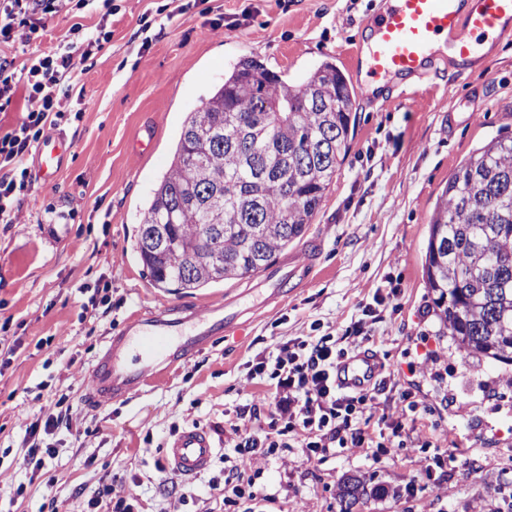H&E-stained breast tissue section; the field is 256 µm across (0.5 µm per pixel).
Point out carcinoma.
I'll use <instances>...</instances> for the list:
<instances>
[{"instance_id":"1","label":"carcinoma","mask_w":512,"mask_h":512,"mask_svg":"<svg viewBox=\"0 0 512 512\" xmlns=\"http://www.w3.org/2000/svg\"><path fill=\"white\" fill-rule=\"evenodd\" d=\"M355 102L329 62L300 83L253 57L236 63L187 114L142 212L136 252L153 284L180 291L253 276L302 239L350 149ZM424 276L448 349L512 365V135L494 136L448 178ZM368 495L363 479L345 478L339 512H359Z\"/></svg>"}]
</instances>
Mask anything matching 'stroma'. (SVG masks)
<instances>
[{"mask_svg": "<svg viewBox=\"0 0 512 512\" xmlns=\"http://www.w3.org/2000/svg\"><path fill=\"white\" fill-rule=\"evenodd\" d=\"M193 2L112 0L110 13L98 2L0 44L19 74L33 52L65 43L75 27L111 33L101 51L74 60L78 80L56 127L72 146L68 163L52 182L30 173L13 223L0 224V512H86L108 485L136 496L140 512H338L347 475L375 490L362 512H480L512 486V378L499 363L467 370V352H449L423 262L449 176L500 131L512 132V41L486 47L468 70L443 65L409 86L393 83L391 102L358 98L349 155L305 238L287 247L297 253L319 241L308 283L126 399L88 405L93 365L133 313L227 295L246 309L260 299L255 275L165 291L136 253L141 211L187 114L246 56L291 82L326 61L350 72L363 23L382 0H207L205 15ZM392 287L396 306L375 324L372 349L400 389L428 408L415 427L432 447L375 462L352 450L320 461L281 448L255 475V500L230 508L210 482L221 460L193 478L156 469L160 448L184 428L207 430L219 449L230 441L237 407L265 390L246 380L256 356L308 335L316 321L321 333H343ZM96 293L106 306L88 308ZM421 343L436 363L417 362ZM57 395L70 406L67 422L47 438L54 458L34 473L22 463L29 429L46 420ZM435 453L462 464L426 472ZM413 484L418 492L407 496Z\"/></svg>", "mask_w": 512, "mask_h": 512, "instance_id": "obj_1", "label": "stroma"}]
</instances>
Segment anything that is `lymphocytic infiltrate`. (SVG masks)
Instances as JSON below:
<instances>
[{"label": "lymphocytic infiltrate", "mask_w": 512, "mask_h": 512, "mask_svg": "<svg viewBox=\"0 0 512 512\" xmlns=\"http://www.w3.org/2000/svg\"><path fill=\"white\" fill-rule=\"evenodd\" d=\"M91 0H0V38L16 28L33 26L64 8L81 10ZM110 33L105 27L75 29L66 43L34 54L23 78H16L11 62L0 57V112L8 111L17 90H24L27 107L10 129L0 134V223L8 224L28 191L26 157L45 127L64 117L59 109L75 79L73 60L103 49ZM351 352L342 337L329 333L299 337L262 357L247 373L248 380L270 379L273 391L255 398L268 409L265 428H234L232 449L225 454L224 503L233 506L256 497L245 475L279 448H299L320 460L341 449H354L366 458L404 448L413 438L409 425L421 410L409 393L399 395L404 415L391 419L379 413L376 397L397 387L394 375H382L366 390H346L336 382L338 363Z\"/></svg>", "instance_id": "lymphocytic-infiltrate-1"}]
</instances>
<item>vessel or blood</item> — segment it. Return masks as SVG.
<instances>
[{"instance_id": "vessel-or-blood-1", "label": "vessel or blood", "mask_w": 512, "mask_h": 512, "mask_svg": "<svg viewBox=\"0 0 512 512\" xmlns=\"http://www.w3.org/2000/svg\"><path fill=\"white\" fill-rule=\"evenodd\" d=\"M386 6L369 23L370 39L364 63L371 78L361 90L377 94V81H406L423 77L438 61L455 68L471 67L477 48L485 42L512 40V0H385ZM70 147L65 138H43L35 163L50 181L64 166ZM313 270L308 260L281 259L260 281L270 298L286 286L300 287ZM242 316L232 301L180 312L151 310L135 314L121 335L109 339L93 367L90 404L125 399L165 368L184 360L214 339L235 331ZM380 367L372 355L361 352L343 361L336 379L347 389L372 385ZM215 448L208 432L189 428L172 440L166 461L182 475L193 477L207 469Z\"/></svg>"}]
</instances>
